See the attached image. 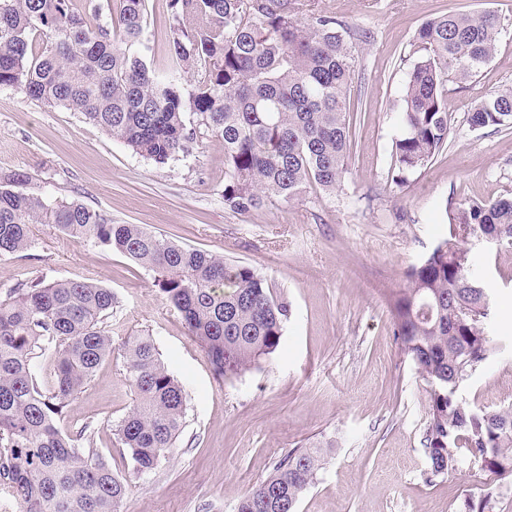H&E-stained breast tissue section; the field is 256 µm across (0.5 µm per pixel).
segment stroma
Here are the masks:
<instances>
[{"instance_id": "35a3bbf8", "label": "stroma", "mask_w": 512, "mask_h": 512, "mask_svg": "<svg viewBox=\"0 0 512 512\" xmlns=\"http://www.w3.org/2000/svg\"><path fill=\"white\" fill-rule=\"evenodd\" d=\"M318 2L369 36L353 43L354 146L332 195L311 187L292 202L238 214L224 206V149L216 137L158 164L80 113L0 86V171L31 174L33 191L47 201L76 198L114 221L248 265L291 307L281 345L263 367L220 380L153 272L123 254L37 224L23 256L0 258V299L36 279L84 278L117 298L108 319L112 355L59 426L94 428L95 453L127 484L120 512H236L284 454L319 441L334 449L298 512H457L462 496L489 485L475 464L426 482L427 385L399 348L388 298L447 237L446 208L512 196V129L475 131L466 121L486 92L512 86V0ZM448 11L496 12L503 30L476 77L448 82V145L401 188L392 181L393 142L415 60L413 35ZM168 36V0H147L150 67H162ZM471 256L492 294L497 349L463 396L490 410L510 407L512 326L503 315L512 307V246L476 240ZM138 334L152 337L187 395L175 448L142 475L114 435L135 400L120 344Z\"/></svg>"}]
</instances>
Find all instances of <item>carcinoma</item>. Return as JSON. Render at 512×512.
Returning a JSON list of instances; mask_svg holds the SVG:
<instances>
[{"label": "carcinoma", "instance_id": "1", "mask_svg": "<svg viewBox=\"0 0 512 512\" xmlns=\"http://www.w3.org/2000/svg\"><path fill=\"white\" fill-rule=\"evenodd\" d=\"M168 8L159 74L136 51L146 0H88L82 11L74 0H0V86L78 112L158 164L189 153L202 132L214 134L224 146V206L236 213L290 202L310 184L335 193L353 142L351 26L314 9L302 16L297 0H168ZM500 33L497 14L456 11L416 31L420 56L402 95L395 184L405 186L448 145L446 84L480 72ZM184 73L193 78L181 81ZM188 112L197 127H187ZM467 123L477 131L511 125L512 88L487 92ZM30 182L26 172H0V257L27 251L32 226L52 224L154 272L218 379L257 369L277 350L290 309L253 268L119 224L79 200L49 203L27 190ZM445 214L449 237L390 295L394 336L428 387L426 480L469 461L503 485L512 481V408L471 405L462 390L492 351L490 299L467 244H512V197ZM115 303L111 289L73 280L36 281L0 299V487L18 512H119L126 485L94 452V430L57 425L112 355L104 320ZM122 349L136 399L117 439L143 474L175 447L186 394L151 337L129 336ZM44 358L53 364L46 383ZM323 461L320 447L288 451L237 512H297ZM492 498L466 495L458 512H491Z\"/></svg>", "mask_w": 512, "mask_h": 512}]
</instances>
